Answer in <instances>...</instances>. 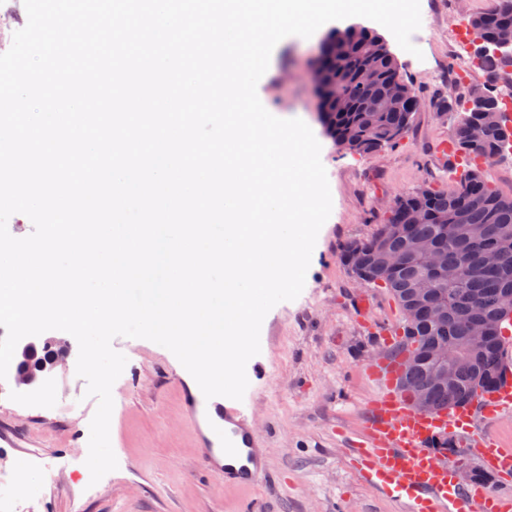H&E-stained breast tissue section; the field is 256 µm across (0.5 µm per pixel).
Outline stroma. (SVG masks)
<instances>
[{
	"label": "stroma",
	"mask_w": 512,
	"mask_h": 512,
	"mask_svg": "<svg viewBox=\"0 0 512 512\" xmlns=\"http://www.w3.org/2000/svg\"><path fill=\"white\" fill-rule=\"evenodd\" d=\"M422 51H404L385 27L376 29L397 58L404 80L425 106L396 145L353 155L334 145L315 117L310 59L323 38L289 36L274 48L257 86L264 107L277 117L302 119L321 145L332 211L319 231L301 294L265 316L258 356L268 377L253 382L244 403L259 433L269 434L268 463L284 475L274 488L244 490L224 484L223 431L211 402L195 390L174 354L146 339L115 338L127 358L112 387L110 441L118 467L91 483L86 465L89 424L97 408L75 362L60 367L40 395L0 396V497L25 512H241L246 500L269 501L272 512H403L400 504L366 485L348 455L378 392L368 366L387 357L375 338L399 327L401 312L382 288L357 282L340 260L341 248L371 237L393 202L422 187L451 191L464 165L445 155L452 124L432 103L453 84L482 83L480 70L462 71L472 59L474 36H459V0H420ZM65 458L71 486L55 484L39 463L19 467L22 447Z\"/></svg>",
	"instance_id": "1"
}]
</instances>
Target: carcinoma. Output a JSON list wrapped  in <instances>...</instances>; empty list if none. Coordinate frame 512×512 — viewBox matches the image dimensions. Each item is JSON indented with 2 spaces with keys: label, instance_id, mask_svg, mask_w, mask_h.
I'll use <instances>...</instances> for the list:
<instances>
[{
  "label": "carcinoma",
  "instance_id": "carcinoma-1",
  "mask_svg": "<svg viewBox=\"0 0 512 512\" xmlns=\"http://www.w3.org/2000/svg\"><path fill=\"white\" fill-rule=\"evenodd\" d=\"M469 25L481 32L485 43L494 42L501 28L512 27V0H501L497 9L470 17ZM477 56L486 82L471 91L495 99V79L505 57L491 48L477 50ZM320 65L323 86L315 94L317 120L336 145L351 153L368 155L396 144L408 132L414 113L425 105L405 82L384 39L367 27L329 31L321 41ZM366 66L377 73L370 85L360 81ZM395 83L402 86L404 96L389 103ZM474 123L485 128L477 144L469 137ZM453 138L462 153L490 161L509 147L512 128L488 121L484 112H467ZM415 210L423 214L418 223L412 219ZM417 240L439 249L440 270H429L409 254ZM491 247L502 253L503 261L486 270L483 254ZM341 261L350 271L364 263L373 276L369 285L386 289L403 314L411 315V321H402V336L413 337L419 359L403 372L401 386L410 395L424 394L431 411L472 404L482 397L478 385L495 375L500 376L499 383L507 382L503 371L512 369L507 364L512 354L501 333H490L477 351L467 349L473 326L512 322V309L505 307L512 299V197L491 187L481 171H468L451 192L426 187L399 198L378 232L348 244ZM435 307L443 309V318L433 317ZM438 343L460 355L451 382L444 385L432 378Z\"/></svg>",
  "mask_w": 512,
  "mask_h": 512
}]
</instances>
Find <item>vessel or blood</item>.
Segmentation results:
<instances>
[{"instance_id":"1","label":"vessel or blood","mask_w":512,"mask_h":512,"mask_svg":"<svg viewBox=\"0 0 512 512\" xmlns=\"http://www.w3.org/2000/svg\"><path fill=\"white\" fill-rule=\"evenodd\" d=\"M378 385L366 421V433L355 448L359 472L366 483L401 502L406 512H512V498L477 486L459 485L433 448L449 432L467 430L473 415L492 422L512 413V386L487 393L477 410L453 407L434 413L412 410L399 394L401 372L396 362L370 365ZM224 422V452L240 457L239 468H225L226 484L250 488L268 473L262 439L244 410L216 405ZM486 470L512 475V448L496 447L490 436L474 442Z\"/></svg>"}]
</instances>
